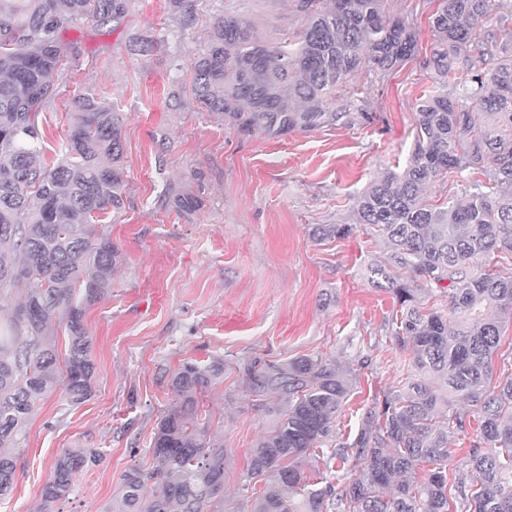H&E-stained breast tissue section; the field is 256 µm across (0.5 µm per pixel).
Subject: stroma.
Segmentation results:
<instances>
[{
	"instance_id": "stroma-1",
	"label": "stroma",
	"mask_w": 512,
	"mask_h": 512,
	"mask_svg": "<svg viewBox=\"0 0 512 512\" xmlns=\"http://www.w3.org/2000/svg\"><path fill=\"white\" fill-rule=\"evenodd\" d=\"M228 4L269 39L300 26L287 0H197V19L185 30L170 20L169 0H131L120 23L64 35L77 56L47 111L44 142L52 149L65 136L84 88L103 91L127 112L124 206L103 227L122 259L109 297L83 317L93 395L80 405L57 391L38 401L0 512H37L68 448L93 449L99 458L74 475L59 512H101L130 468L152 466L151 438L172 399L174 369L213 358L223 360L224 380L199 412L212 417L227 451L224 502L243 506L252 450L276 420L245 380L248 362L322 355L358 368L336 424L345 436L372 399L397 385L409 359L385 334L390 294L363 275L382 259L381 239L364 226L344 239L318 229L354 224L355 194L413 150L416 105L431 84L422 56L434 41L436 0H392L415 32L418 56L383 78L363 68L337 93L339 111L370 112V122L279 139L237 131L199 109L191 94L190 62ZM137 38L152 41L151 52H139ZM170 183L201 195V211L181 215L166 205Z\"/></svg>"
}]
</instances>
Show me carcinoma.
<instances>
[{"label": "carcinoma", "instance_id": "obj_1", "mask_svg": "<svg viewBox=\"0 0 512 512\" xmlns=\"http://www.w3.org/2000/svg\"><path fill=\"white\" fill-rule=\"evenodd\" d=\"M129 2L0 0V299L20 295L0 321V497L13 489L11 449L35 403L58 388L73 404L93 393L83 315L111 294L121 259L95 225L124 205L127 113L93 89L76 95L50 164L39 117L61 91L64 33L118 23ZM292 2L301 29L275 40L225 7L191 63L194 99L243 133L276 139L347 123L352 113L333 108L336 89L365 66L383 76L417 53L413 28L389 11L390 0ZM506 2L438 0L424 60L432 87L417 103L414 149L403 169H385L355 198L356 223L386 245L365 275L397 304L387 333L410 350L405 376L363 410L345 440L336 419L358 374L323 356L248 363L249 386L273 400L277 420L251 454L248 478L261 486L246 512H512V374L490 389L512 325V275L487 263L512 253V44L498 36L512 24ZM195 11V0H170L182 28ZM451 173L465 199L426 204V184ZM164 200L184 214L203 206L171 185ZM437 292L448 297L444 314L427 306ZM57 324L69 336L63 357L52 340ZM223 374L218 360L179 364L174 400L152 438L154 466L131 468L102 512H226L224 442L198 418ZM459 403L477 409L478 427L471 474L450 484L449 439L471 424ZM325 446L328 461L342 466L330 481L306 477L302 458ZM93 456L75 448L57 458L41 512L68 497L73 474Z\"/></svg>", "mask_w": 512, "mask_h": 512}]
</instances>
